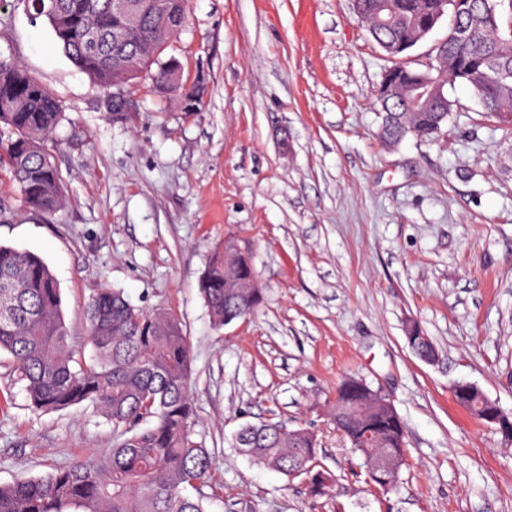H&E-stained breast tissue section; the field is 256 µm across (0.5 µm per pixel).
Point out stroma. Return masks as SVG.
I'll return each mask as SVG.
<instances>
[{"instance_id": "obj_1", "label": "stroma", "mask_w": 512, "mask_h": 512, "mask_svg": "<svg viewBox=\"0 0 512 512\" xmlns=\"http://www.w3.org/2000/svg\"><path fill=\"white\" fill-rule=\"evenodd\" d=\"M165 55L200 83V104L142 78L132 120H118L46 19L0 0V56L65 112L48 143L64 203L26 209L0 181V244L44 259L75 344L101 288L177 315L194 438L214 457L207 512H512V447L451 395L472 383L512 414V134L458 82L438 135L386 147L373 94L389 59L350 0H190ZM228 237L265 300L219 330L198 281ZM413 325L435 362L409 346ZM349 375L405 425L408 465L384 493L329 417ZM267 419L314 435L329 495L235 451L240 426ZM116 437L80 408L34 410L0 354V483Z\"/></svg>"}]
</instances>
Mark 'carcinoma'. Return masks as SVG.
Listing matches in <instances>:
<instances>
[{"instance_id": "carcinoma-1", "label": "carcinoma", "mask_w": 512, "mask_h": 512, "mask_svg": "<svg viewBox=\"0 0 512 512\" xmlns=\"http://www.w3.org/2000/svg\"><path fill=\"white\" fill-rule=\"evenodd\" d=\"M446 0H363L373 18L371 38L398 44L419 37L416 20L435 15ZM45 17L64 53L93 78L103 94L148 71L182 27L188 0H166L176 22L157 29L147 0H127L132 32L112 40V0H27ZM449 18L448 34L427 62L390 57L407 76L403 101L383 113L380 133L392 141L428 138L448 121V75L470 85L483 112L512 111V0H466ZM433 89L428 105L416 103L417 85ZM60 102L30 73L0 57V172L32 210L51 214L62 204L61 180L47 143L63 120ZM256 278L253 266L228 273L217 248L199 284L216 328L224 317H245L263 301L259 288H238ZM89 361L77 363L61 308L60 288L37 254L0 245V352L10 355L31 406L41 411L92 409L121 430L112 447L79 457L35 477L0 484V512H206L202 489L211 483L213 458L193 439L195 411L189 395L191 347L178 317L143 312L120 289L101 288L86 306ZM374 427L399 461L371 477L392 489L407 465L403 424L388 411ZM363 417L338 430L372 462L370 449L353 444ZM239 452L289 478H308L322 494L334 481L316 469V440L304 428L272 420L246 424L235 435Z\"/></svg>"}]
</instances>
